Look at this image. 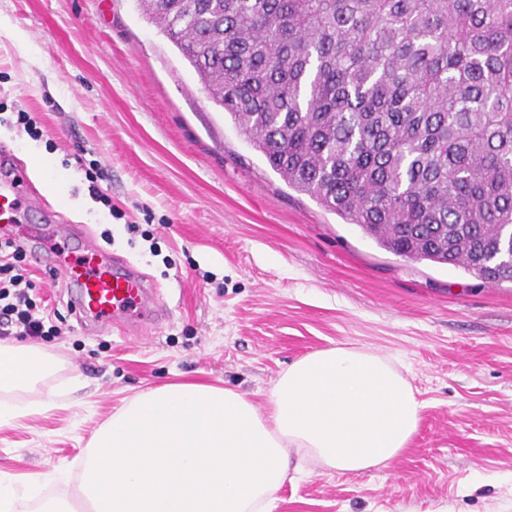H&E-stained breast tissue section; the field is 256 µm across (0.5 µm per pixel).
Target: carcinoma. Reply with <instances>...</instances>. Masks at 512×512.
Returning a JSON list of instances; mask_svg holds the SVG:
<instances>
[{
  "label": "carcinoma",
  "instance_id": "obj_1",
  "mask_svg": "<svg viewBox=\"0 0 512 512\" xmlns=\"http://www.w3.org/2000/svg\"><path fill=\"white\" fill-rule=\"evenodd\" d=\"M289 186L404 258L512 282V0H138Z\"/></svg>",
  "mask_w": 512,
  "mask_h": 512
}]
</instances>
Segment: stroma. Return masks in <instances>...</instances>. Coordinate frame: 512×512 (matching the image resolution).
<instances>
[{"label": "stroma", "mask_w": 512, "mask_h": 512, "mask_svg": "<svg viewBox=\"0 0 512 512\" xmlns=\"http://www.w3.org/2000/svg\"><path fill=\"white\" fill-rule=\"evenodd\" d=\"M31 112L44 132L15 125ZM0 142L45 160L55 189L30 223L84 227L159 285L166 321L78 323L60 272L27 252L61 335L27 398L56 405L0 428V473L77 472L126 401L166 383L231 387L264 407L274 380L336 344L398 358L425 404L385 468L315 469L272 512H512V283L411 261L288 186L208 95L138 0H0ZM105 169L101 202L83 170Z\"/></svg>", "instance_id": "35a3bbf8"}]
</instances>
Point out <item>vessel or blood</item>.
Wrapping results in <instances>:
<instances>
[{"instance_id": "vessel-or-blood-1", "label": "vessel or blood", "mask_w": 512, "mask_h": 512, "mask_svg": "<svg viewBox=\"0 0 512 512\" xmlns=\"http://www.w3.org/2000/svg\"><path fill=\"white\" fill-rule=\"evenodd\" d=\"M22 197L29 209L41 208V195L20 169L0 180V222H18L17 201ZM33 241L48 263L60 267L82 321L130 331L165 318L158 285L135 265L104 250L90 234L69 231L66 243L54 251L41 236Z\"/></svg>"}]
</instances>
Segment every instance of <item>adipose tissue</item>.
I'll return each mask as SVG.
<instances>
[{"label": "adipose tissue", "mask_w": 512, "mask_h": 512, "mask_svg": "<svg viewBox=\"0 0 512 512\" xmlns=\"http://www.w3.org/2000/svg\"><path fill=\"white\" fill-rule=\"evenodd\" d=\"M51 369L41 347L0 343V428L51 407L23 396ZM423 407L398 359L345 345L289 365L261 409L229 387L164 385L100 428L81 490L93 512H271L283 484L312 467L390 465Z\"/></svg>", "instance_id": "adipose-tissue-1"}]
</instances>
